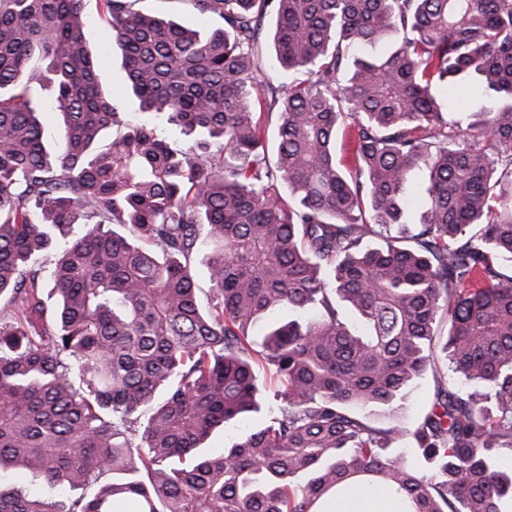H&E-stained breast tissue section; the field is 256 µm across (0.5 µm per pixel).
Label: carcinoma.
<instances>
[{
	"mask_svg": "<svg viewBox=\"0 0 512 512\" xmlns=\"http://www.w3.org/2000/svg\"><path fill=\"white\" fill-rule=\"evenodd\" d=\"M81 2L0 0V472L51 490L0 488V512H327L360 490L401 512H505L512 0H189L207 30L101 0L140 110L203 136L181 153L112 107ZM472 79L500 104L466 123L448 91ZM45 111L62 117L51 147ZM416 169L428 204L410 228ZM440 357L452 376L408 431L417 469L392 456L403 430L363 410H395ZM251 414L261 428L203 452Z\"/></svg>",
	"mask_w": 512,
	"mask_h": 512,
	"instance_id": "cac0c4a2",
	"label": "carcinoma"
}]
</instances>
